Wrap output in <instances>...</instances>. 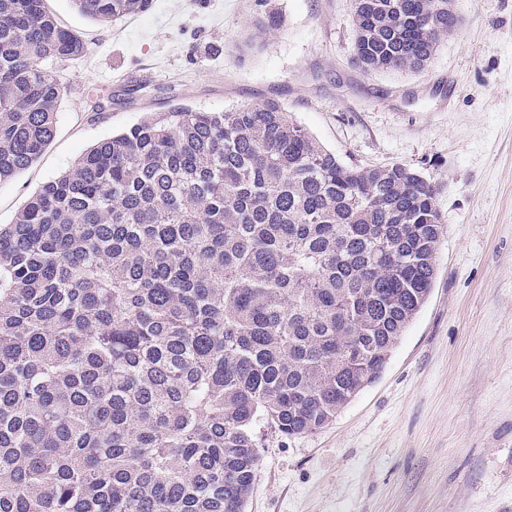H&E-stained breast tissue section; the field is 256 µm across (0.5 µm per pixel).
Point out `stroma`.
Wrapping results in <instances>:
<instances>
[{"label": "stroma", "instance_id": "stroma-1", "mask_svg": "<svg viewBox=\"0 0 512 512\" xmlns=\"http://www.w3.org/2000/svg\"><path fill=\"white\" fill-rule=\"evenodd\" d=\"M46 5L87 52L52 66L55 136L0 183L1 226L91 146L179 103L278 101L341 162L404 164L437 192L428 302L332 423L262 433L247 512H512V0H455L460 23L427 66L378 73L354 62L351 0H152L109 23ZM268 11L278 25L257 34ZM441 74L453 97L430 88Z\"/></svg>", "mask_w": 512, "mask_h": 512}]
</instances>
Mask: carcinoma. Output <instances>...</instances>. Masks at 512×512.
Here are the masks:
<instances>
[{"instance_id":"obj_1","label":"carcinoma","mask_w":512,"mask_h":512,"mask_svg":"<svg viewBox=\"0 0 512 512\" xmlns=\"http://www.w3.org/2000/svg\"><path fill=\"white\" fill-rule=\"evenodd\" d=\"M151 0H75L99 22ZM354 61L420 70L451 0H352ZM46 0H0V182L55 135ZM404 165L347 166L268 100L99 141L0 227V512H245L257 430L328 426L430 297L444 225Z\"/></svg>"}]
</instances>
